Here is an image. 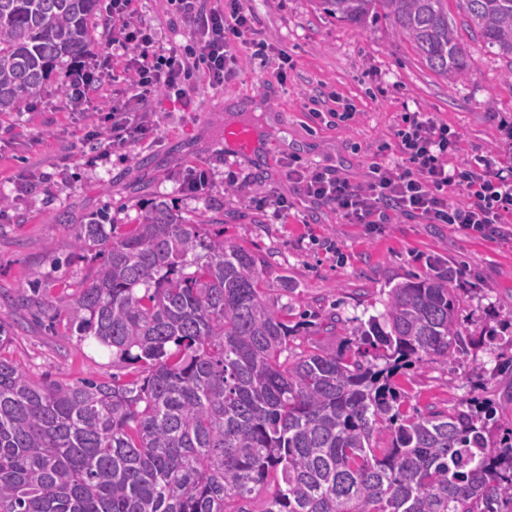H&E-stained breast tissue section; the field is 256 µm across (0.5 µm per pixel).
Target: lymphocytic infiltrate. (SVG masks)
<instances>
[{
  "instance_id": "1",
  "label": "lymphocytic infiltrate",
  "mask_w": 512,
  "mask_h": 512,
  "mask_svg": "<svg viewBox=\"0 0 512 512\" xmlns=\"http://www.w3.org/2000/svg\"><path fill=\"white\" fill-rule=\"evenodd\" d=\"M176 2L199 42L209 82L223 85L236 70L231 39L245 42L256 33L252 15L241 0H224L219 7L207 6L203 0ZM108 13L112 52L122 60L124 88L112 100L100 137L120 152L155 131L150 107L155 92L185 102L182 79L189 62L174 53L157 56L156 33L136 19L133 0H109ZM460 141L459 132L433 113L416 112L398 131L400 161L371 163L365 184H351L334 170L295 165L289 166L288 176L309 197L332 205L351 224H383L394 212L481 233L512 215V173L493 168L487 158L451 164ZM458 194L463 197L459 203L454 200Z\"/></svg>"
}]
</instances>
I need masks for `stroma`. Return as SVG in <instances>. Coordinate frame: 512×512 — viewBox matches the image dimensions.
<instances>
[{
  "mask_svg": "<svg viewBox=\"0 0 512 512\" xmlns=\"http://www.w3.org/2000/svg\"><path fill=\"white\" fill-rule=\"evenodd\" d=\"M258 39L275 52L233 42L237 72L221 86L193 69L183 87L190 100L161 101L156 129L145 141L90 163L81 142L104 122L103 109L122 87V63L112 59V23L106 12L91 21L95 51L105 61L100 85L85 105L71 109L57 80L40 97L0 114V313L15 324L4 357L36 380L128 377L127 367L71 329L65 313L38 315L43 302L76 293L90 258L74 248L83 224L104 214L113 224L137 223L142 210L164 201L188 219L224 220L226 242L267 261L268 295L288 303V320L304 346L337 348L357 320L383 309L388 291L425 275L439 260L451 270L463 313L474 327H498L512 316V223L482 234L447 224H424L394 214L386 224H347L336 211L307 197L288 177V162L337 170L352 183L368 178L371 162L399 160L397 131L405 114L431 112L461 136L455 160L500 151V122H512V60L488 47L457 0L448 16L467 52L466 74L455 81L431 71L412 44L377 15L355 27L324 13L317 0H244ZM138 16L156 27L164 48L195 49L196 39L170 0H134ZM288 55L286 82L273 73ZM335 92L356 109L353 121L327 125L310 113L313 98ZM247 110L241 122L262 131L269 149L246 161L224 155L229 103ZM206 183L194 189L192 173ZM282 197L288 214L275 221L254 207L256 198ZM27 297L16 312L12 300ZM512 343L471 351L448 362L425 357L397 382L407 412L448 410L461 400L492 403L512 416Z\"/></svg>",
  "mask_w": 512,
  "mask_h": 512,
  "instance_id": "stroma-1",
  "label": "stroma"
}]
</instances>
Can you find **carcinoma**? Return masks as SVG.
Wrapping results in <instances>:
<instances>
[{
    "instance_id": "cac0c4a2",
    "label": "carcinoma",
    "mask_w": 512,
    "mask_h": 512,
    "mask_svg": "<svg viewBox=\"0 0 512 512\" xmlns=\"http://www.w3.org/2000/svg\"><path fill=\"white\" fill-rule=\"evenodd\" d=\"M99 0H0V113L93 53ZM360 26L383 13L426 66L465 75L445 0H318ZM512 59V0H460ZM102 216L77 248L94 265L64 307L128 380L32 379L0 357V512H512V427L462 401L406 411L397 373L497 339L461 317L452 274L396 284L336 349L296 344L266 262L166 203L126 230Z\"/></svg>"
}]
</instances>
